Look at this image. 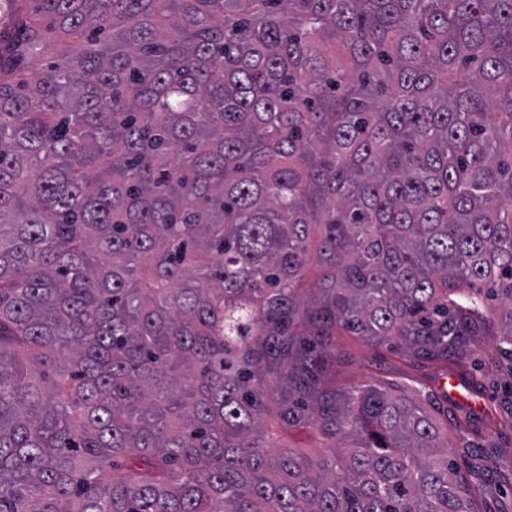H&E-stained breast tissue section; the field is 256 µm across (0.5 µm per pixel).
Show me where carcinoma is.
I'll use <instances>...</instances> for the list:
<instances>
[{
	"instance_id": "1",
	"label": "carcinoma",
	"mask_w": 512,
	"mask_h": 512,
	"mask_svg": "<svg viewBox=\"0 0 512 512\" xmlns=\"http://www.w3.org/2000/svg\"><path fill=\"white\" fill-rule=\"evenodd\" d=\"M343 333L512 359V0H0V512H476Z\"/></svg>"
}]
</instances>
